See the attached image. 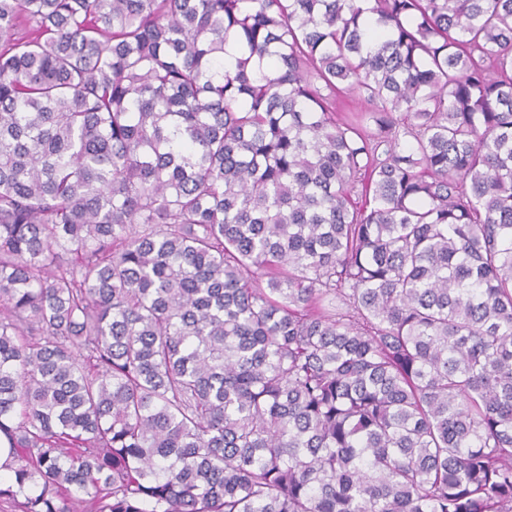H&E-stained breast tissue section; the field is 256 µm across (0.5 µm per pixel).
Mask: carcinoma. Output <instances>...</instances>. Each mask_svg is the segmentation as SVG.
I'll use <instances>...</instances> for the list:
<instances>
[{
    "instance_id": "carcinoma-1",
    "label": "carcinoma",
    "mask_w": 512,
    "mask_h": 512,
    "mask_svg": "<svg viewBox=\"0 0 512 512\" xmlns=\"http://www.w3.org/2000/svg\"><path fill=\"white\" fill-rule=\"evenodd\" d=\"M0 433L23 512H512V0H0Z\"/></svg>"
}]
</instances>
